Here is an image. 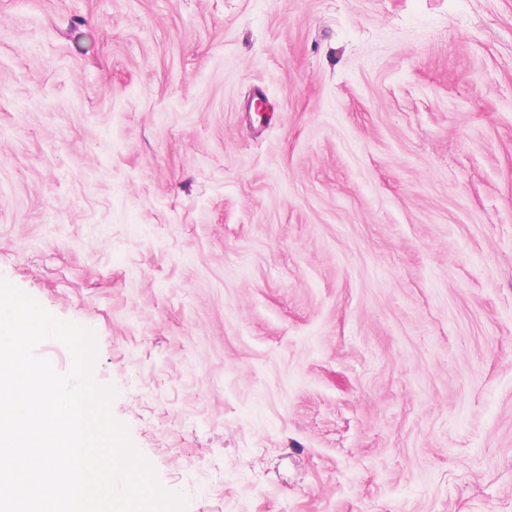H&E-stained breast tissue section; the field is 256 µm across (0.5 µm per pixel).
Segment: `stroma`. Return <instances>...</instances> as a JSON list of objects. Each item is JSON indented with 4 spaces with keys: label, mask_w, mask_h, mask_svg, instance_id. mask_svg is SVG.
<instances>
[{
    "label": "stroma",
    "mask_w": 512,
    "mask_h": 512,
    "mask_svg": "<svg viewBox=\"0 0 512 512\" xmlns=\"http://www.w3.org/2000/svg\"><path fill=\"white\" fill-rule=\"evenodd\" d=\"M0 280L185 512H512V0H0Z\"/></svg>",
    "instance_id": "obj_1"
}]
</instances>
